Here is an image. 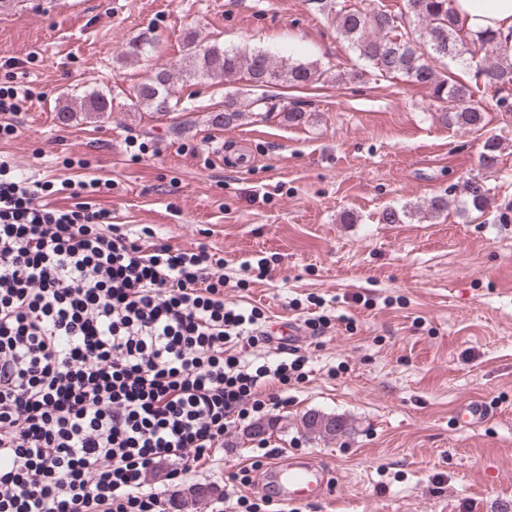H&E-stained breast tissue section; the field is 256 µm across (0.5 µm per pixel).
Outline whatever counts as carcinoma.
<instances>
[{"label": "carcinoma", "mask_w": 512, "mask_h": 512, "mask_svg": "<svg viewBox=\"0 0 512 512\" xmlns=\"http://www.w3.org/2000/svg\"><path fill=\"white\" fill-rule=\"evenodd\" d=\"M454 0H407V16H398L381 7L365 4L350 6L347 0H336V22L341 36L358 53L376 77L398 74L432 89L435 98L448 103L443 118L450 126L469 131L483 127L484 111L473 104V90L461 81L442 77L434 63L467 52L491 50L496 59L479 66L485 82L500 91L512 90V57L501 51L500 42L492 33L472 38L473 48L467 47L458 29ZM185 55L191 63L188 76L226 80L244 76L252 87L282 83L307 86L321 80L324 72L312 64L278 60L262 50H226L217 44H205L193 37L186 39ZM175 75L161 69L135 90L137 102L153 113L166 116L176 111L172 86ZM228 109L211 115L216 127L239 125L246 113L235 103ZM80 108L84 115L100 117L112 111V103L103 95L92 92L85 96ZM486 196L482 187H469L468 209H483ZM306 433L334 439L348 430L343 417L310 411L301 417Z\"/></svg>", "instance_id": "carcinoma-1"}]
</instances>
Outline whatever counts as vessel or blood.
Returning a JSON list of instances; mask_svg holds the SVG:
<instances>
[{"label":"vessel or blood","instance_id":"b4317fda","mask_svg":"<svg viewBox=\"0 0 512 512\" xmlns=\"http://www.w3.org/2000/svg\"><path fill=\"white\" fill-rule=\"evenodd\" d=\"M265 480L269 494L286 504L320 500L332 489L328 469L312 458L273 462L266 470Z\"/></svg>","mask_w":512,"mask_h":512}]
</instances>
